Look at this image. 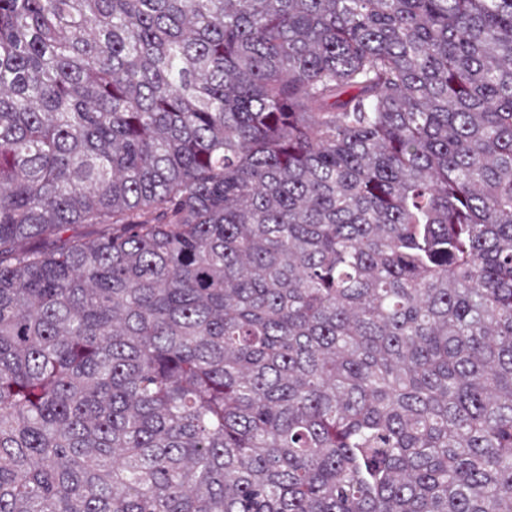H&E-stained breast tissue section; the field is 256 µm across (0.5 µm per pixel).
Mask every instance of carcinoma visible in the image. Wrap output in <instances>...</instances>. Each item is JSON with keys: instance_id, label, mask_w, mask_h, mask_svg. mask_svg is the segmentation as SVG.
I'll return each mask as SVG.
<instances>
[{"instance_id": "cac0c4a2", "label": "carcinoma", "mask_w": 512, "mask_h": 512, "mask_svg": "<svg viewBox=\"0 0 512 512\" xmlns=\"http://www.w3.org/2000/svg\"><path fill=\"white\" fill-rule=\"evenodd\" d=\"M0 512H512V0H0Z\"/></svg>"}]
</instances>
